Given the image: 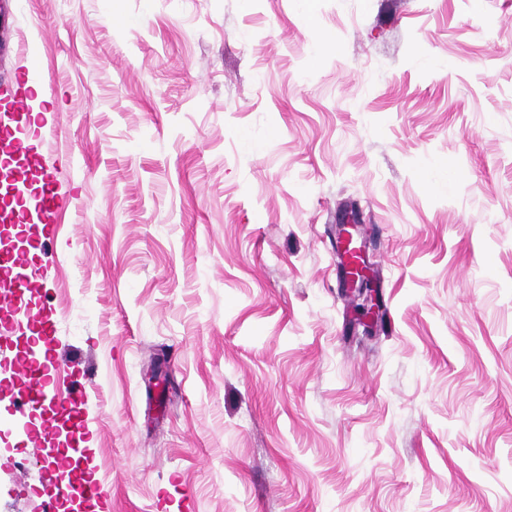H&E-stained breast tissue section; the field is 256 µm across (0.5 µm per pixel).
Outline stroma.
Returning <instances> with one entry per match:
<instances>
[{"label":"stroma","mask_w":512,"mask_h":512,"mask_svg":"<svg viewBox=\"0 0 512 512\" xmlns=\"http://www.w3.org/2000/svg\"><path fill=\"white\" fill-rule=\"evenodd\" d=\"M20 38L67 194L32 304L112 512H512V0H0L1 82ZM26 334L0 512L58 499ZM354 292L352 302L355 306V314L360 320L373 319L376 315L378 304L371 294H368L367 288H350Z\"/></svg>","instance_id":"stroma-1"}]
</instances>
